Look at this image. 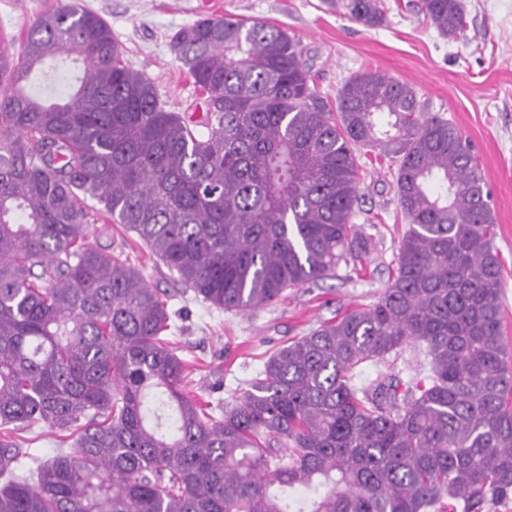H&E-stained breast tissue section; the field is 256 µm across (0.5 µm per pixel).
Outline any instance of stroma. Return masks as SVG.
Returning a JSON list of instances; mask_svg holds the SVG:
<instances>
[{"mask_svg": "<svg viewBox=\"0 0 512 512\" xmlns=\"http://www.w3.org/2000/svg\"><path fill=\"white\" fill-rule=\"evenodd\" d=\"M62 0H0V46L22 51V34ZM111 26L126 64L154 82L167 110L201 116L204 97L173 52V34L199 16H231L276 25L300 42L320 92L336 98L350 77L377 71L412 86L429 112L468 137L491 192L494 245L503 260L502 330L512 348V0H464L466 29L441 35L420 12V0H384L386 20L368 28L327 0H79ZM354 222L367 245L365 270L339 265L334 276L285 291L252 311H227L177 296L176 274L140 238L113 223L90 200V243L139 268L148 283L173 292L167 333L202 401L243 385L276 349L322 322L372 306L388 285L408 222L399 206L395 163L360 158Z\"/></svg>", "mask_w": 512, "mask_h": 512, "instance_id": "35a3bbf8", "label": "stroma"}]
</instances>
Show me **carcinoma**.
<instances>
[{
	"label": "carcinoma",
	"instance_id": "1",
	"mask_svg": "<svg viewBox=\"0 0 512 512\" xmlns=\"http://www.w3.org/2000/svg\"><path fill=\"white\" fill-rule=\"evenodd\" d=\"M365 27L382 0H329ZM442 34L462 0H422ZM172 50L193 124L75 0L0 47V512H482L512 494V371L495 217L470 141L378 72L331 104L298 43L202 16ZM46 72L56 96L26 90ZM397 164L409 228L378 301L274 351L202 408L143 273L87 240L95 199L216 308L253 311L362 260L359 156ZM422 348L428 373L357 369ZM75 450L25 466L14 430ZM288 449V458L280 450Z\"/></svg>",
	"mask_w": 512,
	"mask_h": 512
}]
</instances>
